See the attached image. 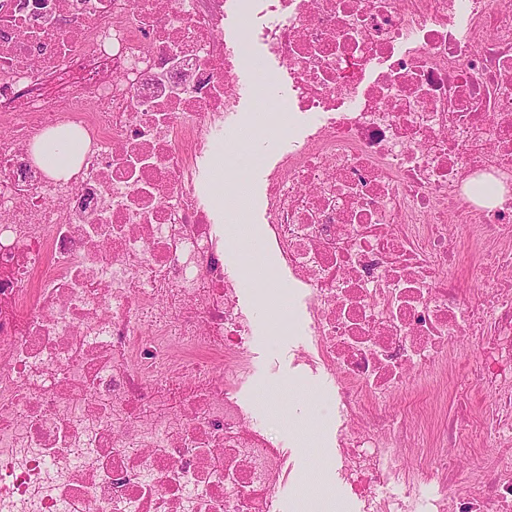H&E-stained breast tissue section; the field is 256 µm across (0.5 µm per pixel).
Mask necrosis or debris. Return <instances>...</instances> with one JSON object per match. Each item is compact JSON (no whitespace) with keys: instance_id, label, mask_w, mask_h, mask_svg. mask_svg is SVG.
<instances>
[{"instance_id":"4bbe7bcc","label":"necrosis or debris","mask_w":512,"mask_h":512,"mask_svg":"<svg viewBox=\"0 0 512 512\" xmlns=\"http://www.w3.org/2000/svg\"><path fill=\"white\" fill-rule=\"evenodd\" d=\"M63 126L59 179L33 150ZM261 143L231 272L250 174L206 204L199 164ZM257 272L272 338L306 304L362 512H512V0H0V512H280L293 466L240 399ZM450 383L454 413L416 398ZM82 144L74 139H65L59 130H52L35 148V158L57 178H68L81 163ZM263 178L264 172L260 168L255 169L252 181L250 182V194L245 210L246 220L239 219L238 223L233 226V230L237 235H242L240 232V225H244L249 229L250 225L254 227L255 224L262 223L260 218V187Z\"/></svg>"}]
</instances>
